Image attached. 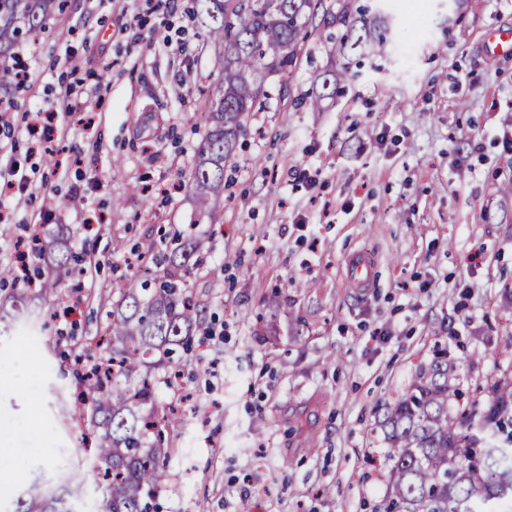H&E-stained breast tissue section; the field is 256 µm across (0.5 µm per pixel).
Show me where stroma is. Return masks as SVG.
<instances>
[{"mask_svg": "<svg viewBox=\"0 0 512 512\" xmlns=\"http://www.w3.org/2000/svg\"><path fill=\"white\" fill-rule=\"evenodd\" d=\"M68 0L0 64L27 70L0 86V168L37 195L6 200L0 265L38 229L61 276L54 297L0 290V512L34 483L88 468L69 418L74 349L104 334L135 270L133 252L195 217L190 174L218 50L190 0ZM386 33L366 51L329 39L337 22ZM512 0H322L288 84L266 78L261 109L224 165V198L201 230L208 250L189 284L201 310L180 383L153 369L169 450L162 512H375L390 464L378 421L436 349L459 398L485 406L512 379V56L491 32ZM349 69L351 79L336 74ZM78 91L44 161L28 156V115ZM321 99L319 111L299 107ZM68 208L46 211L55 193ZM108 215L97 233L79 225ZM68 227L55 241L56 225ZM375 264L347 287L350 255ZM250 496H242V485Z\"/></svg>", "mask_w": 512, "mask_h": 512, "instance_id": "stroma-1", "label": "stroma"}]
</instances>
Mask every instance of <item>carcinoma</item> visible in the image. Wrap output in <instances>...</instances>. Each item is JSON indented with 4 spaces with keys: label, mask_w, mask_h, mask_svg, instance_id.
<instances>
[{
    "label": "carcinoma",
    "mask_w": 512,
    "mask_h": 512,
    "mask_svg": "<svg viewBox=\"0 0 512 512\" xmlns=\"http://www.w3.org/2000/svg\"><path fill=\"white\" fill-rule=\"evenodd\" d=\"M67 0H0V57L19 39L66 20ZM319 0H254L248 12L239 0H192L191 14L219 49L218 77L203 129L201 159L192 172L198 216L211 214L224 192V161L242 118L261 105L258 79L290 77L309 20ZM170 254L147 249L151 265L120 291L109 341L97 342L107 369L78 374L71 416L88 422L91 472L104 494L106 512H151L167 474L154 390L143 369L150 356L187 346L198 321L189 291L192 258L205 238H173ZM453 366L443 355L415 373L408 391L383 409L379 426L391 463L390 489L381 512H506L512 503V380L497 384L477 415L453 416ZM84 473L65 479L62 492L37 485L15 512H71Z\"/></svg>",
    "instance_id": "obj_1"
}]
</instances>
